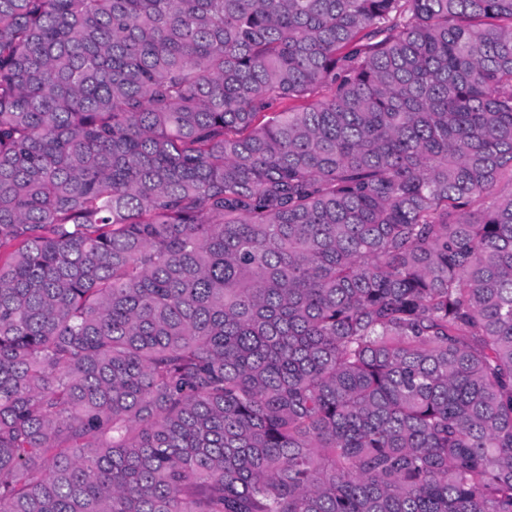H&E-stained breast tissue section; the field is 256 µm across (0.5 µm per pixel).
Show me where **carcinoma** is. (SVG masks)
I'll return each mask as SVG.
<instances>
[{"mask_svg":"<svg viewBox=\"0 0 512 512\" xmlns=\"http://www.w3.org/2000/svg\"><path fill=\"white\" fill-rule=\"evenodd\" d=\"M506 186L512 0H0V512H512Z\"/></svg>","mask_w":512,"mask_h":512,"instance_id":"carcinoma-1","label":"carcinoma"}]
</instances>
